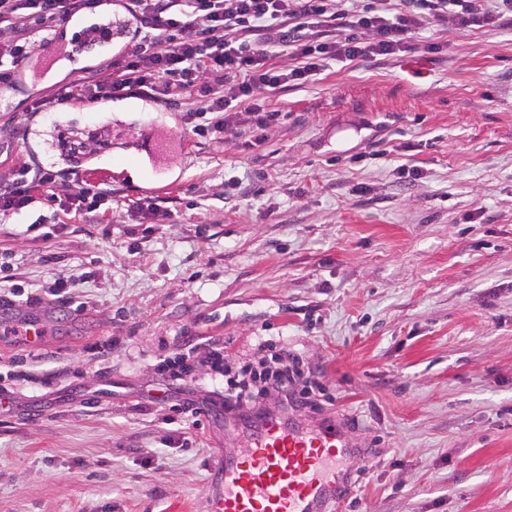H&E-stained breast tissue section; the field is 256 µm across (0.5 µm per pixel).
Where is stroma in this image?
Wrapping results in <instances>:
<instances>
[{"label":"stroma","instance_id":"stroma-1","mask_svg":"<svg viewBox=\"0 0 512 512\" xmlns=\"http://www.w3.org/2000/svg\"><path fill=\"white\" fill-rule=\"evenodd\" d=\"M422 38L439 50L330 63L220 140L186 125L191 98L31 111L70 68L0 104V178L68 168L62 128L108 135L79 166L112 191L97 224L0 221V286L80 282L66 312L0 311L51 330L0 334V512H206L233 441L204 347L239 361L260 336L323 377L296 418L363 451L337 512H512V28ZM146 196L173 223L144 229Z\"/></svg>","mask_w":512,"mask_h":512}]
</instances>
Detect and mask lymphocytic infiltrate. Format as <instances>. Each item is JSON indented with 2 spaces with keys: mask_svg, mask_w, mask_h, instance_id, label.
Here are the masks:
<instances>
[{
  "mask_svg": "<svg viewBox=\"0 0 512 512\" xmlns=\"http://www.w3.org/2000/svg\"><path fill=\"white\" fill-rule=\"evenodd\" d=\"M99 0H0V85L10 87L35 55L31 27L48 31L97 6ZM134 23L121 59L80 72L79 99L89 102L140 93L174 105L187 97L197 107L185 120L194 134L223 139L232 105L257 128L279 121L260 98L288 84L302 85L332 61L376 60L411 49L421 31L453 24L460 30L503 26L512 0H122ZM289 58L286 66L274 58ZM107 190L88 186L76 169L66 174L21 168L0 182V215L39 200L56 203L69 220L97 219ZM322 385L300 358L282 349L260 364H242L224 381L228 412L263 410L267 399L287 413L314 406Z\"/></svg>",
  "mask_w": 512,
  "mask_h": 512,
  "instance_id": "lymphocytic-infiltrate-1",
  "label": "lymphocytic infiltrate"
}]
</instances>
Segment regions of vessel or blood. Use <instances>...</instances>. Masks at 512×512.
I'll use <instances>...</instances> for the list:
<instances>
[{
  "mask_svg": "<svg viewBox=\"0 0 512 512\" xmlns=\"http://www.w3.org/2000/svg\"><path fill=\"white\" fill-rule=\"evenodd\" d=\"M60 28L63 38L43 44V69L85 50L87 27L81 18H70ZM224 426L237 424L229 417ZM240 429V447L225 449L215 465L208 512H332L340 503L356 450L334 420L308 424L271 411Z\"/></svg>",
  "mask_w": 512,
  "mask_h": 512,
  "instance_id": "obj_1",
  "label": "vessel or blood"
}]
</instances>
